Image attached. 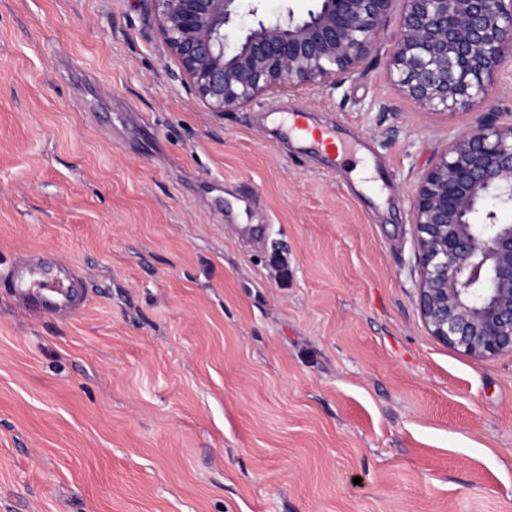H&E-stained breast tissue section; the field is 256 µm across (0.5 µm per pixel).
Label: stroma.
<instances>
[{
  "mask_svg": "<svg viewBox=\"0 0 512 512\" xmlns=\"http://www.w3.org/2000/svg\"><path fill=\"white\" fill-rule=\"evenodd\" d=\"M253 5L228 40L316 0ZM399 24L342 82L221 113L148 0H0V512H512V353L431 335L412 222L445 147L512 120V59L480 106L421 109ZM28 257L85 300L19 304ZM286 129L294 132L298 137L312 142L322 149L333 147L336 151V138L331 132L320 130L310 121L307 114L296 112L286 122Z\"/></svg>",
  "mask_w": 512,
  "mask_h": 512,
  "instance_id": "35a3bbf8",
  "label": "stroma"
}]
</instances>
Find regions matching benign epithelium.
<instances>
[{
  "mask_svg": "<svg viewBox=\"0 0 512 512\" xmlns=\"http://www.w3.org/2000/svg\"><path fill=\"white\" fill-rule=\"evenodd\" d=\"M185 82L213 112L275 87L343 80L380 39L396 0H320L308 16L259 19L239 44L224 29L244 0H148ZM389 73L422 108L487 100L512 59V0H401ZM488 200L512 205V122L480 121L420 179L413 205L419 307L433 336L473 356L512 353V224H474Z\"/></svg>",
  "mask_w": 512,
  "mask_h": 512,
  "instance_id": "obj_1",
  "label": "benign epithelium"
}]
</instances>
